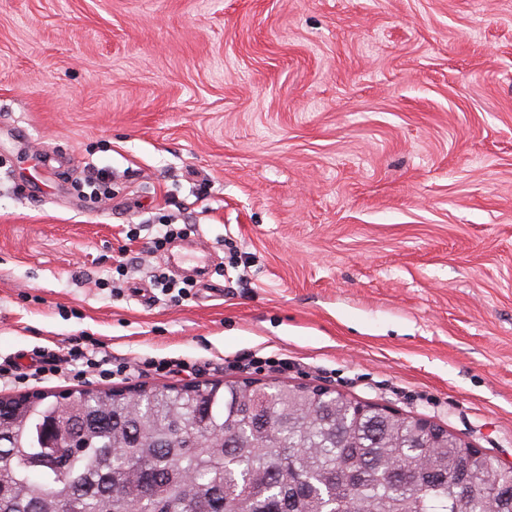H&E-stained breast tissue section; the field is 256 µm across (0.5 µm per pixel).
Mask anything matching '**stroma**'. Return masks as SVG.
<instances>
[{
	"mask_svg": "<svg viewBox=\"0 0 512 512\" xmlns=\"http://www.w3.org/2000/svg\"><path fill=\"white\" fill-rule=\"evenodd\" d=\"M196 242L222 296L154 287ZM74 337L512 464V0H0V357Z\"/></svg>",
	"mask_w": 512,
	"mask_h": 512,
	"instance_id": "35a3bbf8",
	"label": "stroma"
}]
</instances>
